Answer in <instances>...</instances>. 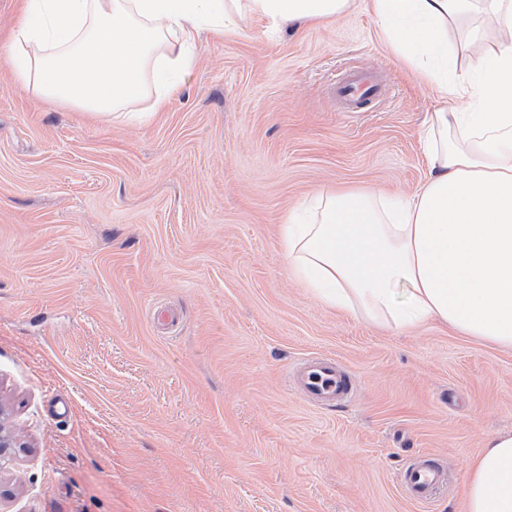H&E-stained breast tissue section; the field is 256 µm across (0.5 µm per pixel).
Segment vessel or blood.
I'll return each instance as SVG.
<instances>
[{"label":"vessel or blood","instance_id":"1","mask_svg":"<svg viewBox=\"0 0 512 512\" xmlns=\"http://www.w3.org/2000/svg\"><path fill=\"white\" fill-rule=\"evenodd\" d=\"M337 97L346 102L369 98L378 91L372 77L356 72L337 78ZM307 399L321 406H332L347 399L353 389L349 375L334 360L311 355L298 363L295 376ZM444 476L432 460L419 459L403 467L397 476L402 492L415 503H430L438 494Z\"/></svg>","mask_w":512,"mask_h":512}]
</instances>
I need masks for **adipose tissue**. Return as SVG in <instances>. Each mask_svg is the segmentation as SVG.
I'll list each match as a JSON object with an SVG mask.
<instances>
[{
    "label": "adipose tissue",
    "instance_id": "adipose-tissue-1",
    "mask_svg": "<svg viewBox=\"0 0 512 512\" xmlns=\"http://www.w3.org/2000/svg\"><path fill=\"white\" fill-rule=\"evenodd\" d=\"M356 0H24L8 63L19 86L108 119L138 101L167 108L203 34L249 17L292 30L336 21ZM448 106L424 130L429 175L409 200L314 196L280 226L288 270L322 303L391 329L436 322L512 349V0H363ZM473 65L448 77V31L471 15ZM466 512H512V432L488 436Z\"/></svg>",
    "mask_w": 512,
    "mask_h": 512
}]
</instances>
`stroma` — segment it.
Instances as JSON below:
<instances>
[{"instance_id": "stroma-1", "label": "stroma", "mask_w": 512, "mask_h": 512, "mask_svg": "<svg viewBox=\"0 0 512 512\" xmlns=\"http://www.w3.org/2000/svg\"><path fill=\"white\" fill-rule=\"evenodd\" d=\"M21 10L0 0V512H465L470 462L512 431V349L327 307L281 245L317 192L407 197L427 174L440 101L371 11L250 18L165 111L103 123L14 83ZM352 69L383 92L346 112L331 82ZM310 353L351 375L350 401L292 386ZM423 453L447 475L429 505L393 481Z\"/></svg>"}]
</instances>
